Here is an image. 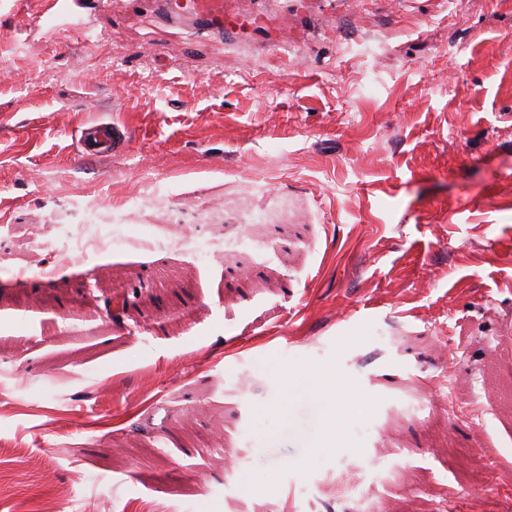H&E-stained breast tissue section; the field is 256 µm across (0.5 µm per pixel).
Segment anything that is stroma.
Returning <instances> with one entry per match:
<instances>
[{"label": "stroma", "mask_w": 512, "mask_h": 512, "mask_svg": "<svg viewBox=\"0 0 512 512\" xmlns=\"http://www.w3.org/2000/svg\"><path fill=\"white\" fill-rule=\"evenodd\" d=\"M42 8L0 0V512H512V0ZM89 202L254 247L65 262ZM327 365L366 410L321 448L284 375ZM161 8L168 14L191 12L214 28L224 30V0H164ZM79 155L107 159L112 157L124 140L125 134L111 120H97L78 128Z\"/></svg>", "instance_id": "obj_1"}]
</instances>
